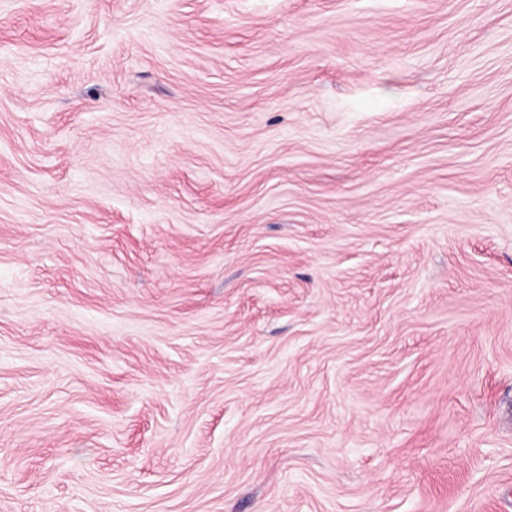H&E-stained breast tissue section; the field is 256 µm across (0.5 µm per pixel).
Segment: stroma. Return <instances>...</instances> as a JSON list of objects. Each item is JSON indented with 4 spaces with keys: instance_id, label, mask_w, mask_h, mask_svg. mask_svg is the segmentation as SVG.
<instances>
[{
    "instance_id": "obj_1",
    "label": "stroma",
    "mask_w": 512,
    "mask_h": 512,
    "mask_svg": "<svg viewBox=\"0 0 512 512\" xmlns=\"http://www.w3.org/2000/svg\"><path fill=\"white\" fill-rule=\"evenodd\" d=\"M0 512H512V0H0Z\"/></svg>"
}]
</instances>
